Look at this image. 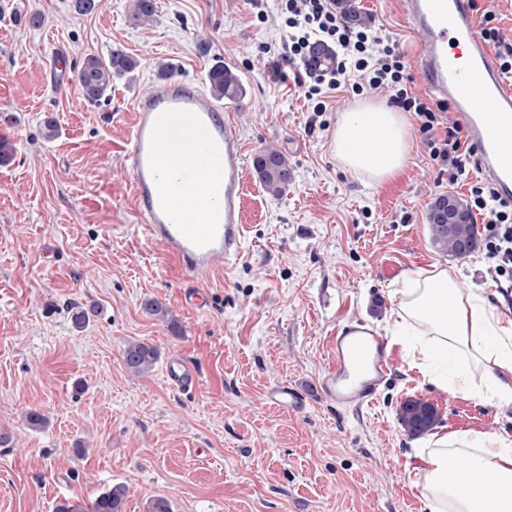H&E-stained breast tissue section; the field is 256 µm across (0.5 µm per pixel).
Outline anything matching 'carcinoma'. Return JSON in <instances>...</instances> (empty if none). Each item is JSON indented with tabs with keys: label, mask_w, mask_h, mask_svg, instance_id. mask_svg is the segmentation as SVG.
Returning <instances> with one entry per match:
<instances>
[{
	"label": "carcinoma",
	"mask_w": 512,
	"mask_h": 512,
	"mask_svg": "<svg viewBox=\"0 0 512 512\" xmlns=\"http://www.w3.org/2000/svg\"><path fill=\"white\" fill-rule=\"evenodd\" d=\"M156 9L154 0H133L130 22L138 25L153 19ZM310 69L319 72L330 68L334 54L328 47L316 44L307 57ZM138 66L135 58L120 46L111 48L107 56L89 54L76 71V80L82 96L90 103L99 104L110 97L112 80L120 78ZM208 81L212 92L224 99H239L244 94L239 74L232 68L217 62L209 70ZM255 174L265 192L279 198L294 179V171L288 158L278 150L265 147L258 150L252 160ZM430 243L440 254L457 257V248L468 239L479 240L473 215L464 201L454 194L440 195L430 204L427 213ZM127 369L141 374L153 369L159 353L144 342L129 341L122 352ZM397 420L405 433L419 436L429 431L438 420L434 405L420 400H408L401 404ZM126 487L114 484L100 492L90 507L67 499L57 504L55 512H125Z\"/></svg>",
	"instance_id": "1"
}]
</instances>
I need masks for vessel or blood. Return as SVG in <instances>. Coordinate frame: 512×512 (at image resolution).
Here are the masks:
<instances>
[{"instance_id":"b4317fda","label":"vessel or blood","mask_w":512,"mask_h":512,"mask_svg":"<svg viewBox=\"0 0 512 512\" xmlns=\"http://www.w3.org/2000/svg\"><path fill=\"white\" fill-rule=\"evenodd\" d=\"M401 7L423 48L418 63L429 89L453 104L468 140L481 150L482 175L512 199V84L482 38L470 0H401ZM125 160L143 233L184 274L185 304L204 308L202 280L217 260L240 253L243 238L245 152L222 105L194 81L162 79L135 102ZM329 349L322 397L340 408L372 404L390 367L384 337L345 325ZM166 378L186 390L198 372L175 359ZM266 398L292 411L304 407L289 384L273 387Z\"/></svg>"}]
</instances>
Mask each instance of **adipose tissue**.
<instances>
[{
  "instance_id": "ef3b65f1",
  "label": "adipose tissue",
  "mask_w": 512,
  "mask_h": 512,
  "mask_svg": "<svg viewBox=\"0 0 512 512\" xmlns=\"http://www.w3.org/2000/svg\"><path fill=\"white\" fill-rule=\"evenodd\" d=\"M334 149L346 168L381 184L408 161V126L386 104L360 102L337 125ZM399 294L391 339L420 356L430 382L452 396L512 404V319L481 294L459 288L440 267L406 279ZM461 357L480 366V378L441 372ZM413 457L425 477L428 512H512V438L435 432L415 446Z\"/></svg>"
}]
</instances>
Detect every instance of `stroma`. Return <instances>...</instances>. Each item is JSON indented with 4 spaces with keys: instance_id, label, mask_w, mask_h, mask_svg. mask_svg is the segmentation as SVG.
<instances>
[{
    "instance_id": "35a3bbf8",
    "label": "stroma",
    "mask_w": 512,
    "mask_h": 512,
    "mask_svg": "<svg viewBox=\"0 0 512 512\" xmlns=\"http://www.w3.org/2000/svg\"><path fill=\"white\" fill-rule=\"evenodd\" d=\"M352 3L399 38L416 91L428 95L399 0ZM131 4L100 0L80 14L72 0H0V113L12 118L0 139L14 149L0 165V433L9 438L0 512H53L64 499L87 506L117 483L129 490L125 512H146L157 496L173 512H427L400 405H435L444 432L511 434L512 406L450 396L397 344L372 405L336 409L318 383L330 336L356 322L385 333L406 275L446 267L512 319V292L497 287L482 251L461 260L430 245L429 202L468 197L480 171L449 185L413 116L398 177L378 185L344 167L333 137L358 98L333 93L321 127L309 129V101L275 79L262 51L283 34L275 6L261 23L246 0H155V22L135 26ZM34 13L41 27L29 25ZM116 44L138 66L113 81L108 101L88 103L77 66ZM219 61L246 88L233 113L246 154L276 147L294 180L273 199L247 171L243 251L218 261L196 310L182 301L180 271L142 234L121 150L133 102L161 69L204 79ZM48 114L58 123L51 138ZM391 263L399 274L386 275ZM149 298L166 304L181 337L145 312ZM74 304L97 308L84 329L72 326ZM131 340L159 352L147 375L124 365ZM173 358L197 367L195 389L167 384ZM283 383L305 397L302 412L267 402ZM32 409L46 415L42 429L27 426Z\"/></svg>"
}]
</instances>
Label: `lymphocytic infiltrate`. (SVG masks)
<instances>
[{
    "mask_svg": "<svg viewBox=\"0 0 512 512\" xmlns=\"http://www.w3.org/2000/svg\"><path fill=\"white\" fill-rule=\"evenodd\" d=\"M285 35L280 51L270 53L279 80H286L282 63L299 67L295 84L313 103L314 112L326 111L325 98L334 91L360 95L378 90L389 101L418 119L422 142L430 159L449 184H456L476 162V149L451 123L447 101H431L414 88L410 65L393 33H379L344 21L336 12V0H276ZM321 43L336 53L330 70L305 69V57L313 44ZM470 207L486 220L483 250L497 283L512 288V201L501 198L492 184L477 183L470 189Z\"/></svg>",
    "mask_w": 512,
    "mask_h": 512,
    "instance_id": "1",
    "label": "lymphocytic infiltrate"
}]
</instances>
